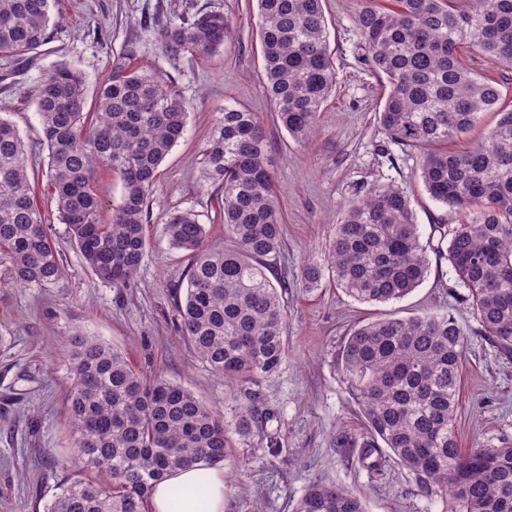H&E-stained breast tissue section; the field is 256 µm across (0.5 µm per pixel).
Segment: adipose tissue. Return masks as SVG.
I'll use <instances>...</instances> for the list:
<instances>
[{
  "label": "adipose tissue",
  "instance_id": "1",
  "mask_svg": "<svg viewBox=\"0 0 512 512\" xmlns=\"http://www.w3.org/2000/svg\"><path fill=\"white\" fill-rule=\"evenodd\" d=\"M201 487V500L189 501L184 512H224V473L221 469L196 465L180 469L155 485L150 496L151 512H171L169 494L173 488Z\"/></svg>",
  "mask_w": 512,
  "mask_h": 512
}]
</instances>
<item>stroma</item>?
<instances>
[{
    "mask_svg": "<svg viewBox=\"0 0 512 512\" xmlns=\"http://www.w3.org/2000/svg\"><path fill=\"white\" fill-rule=\"evenodd\" d=\"M323 7L336 87L317 135L306 143L281 127L263 93L257 0H57L62 19L50 23L38 53L28 60L0 58V116L15 124L28 147L35 201L65 268L59 282L19 286L9 257L0 254V512H43L54 489L74 476L60 461L75 440L68 352L70 337L80 331L121 351L141 375L180 383L226 424L252 403L266 412L252 434H228L224 512H293L316 481L347 488L366 512H444L445 502L424 493L388 449L373 450L366 461L359 451L334 445L339 434L365 432L339 362L347 333L368 321L433 311L452 315L467 337L458 441L471 449L512 440V354L488 340L470 309L449 295L454 273L448 263H432L418 288L388 303L355 301L332 277L329 238L349 204L372 185L393 184L406 193L426 245L437 244L438 225L450 228L468 215L433 202L419 178L422 149L392 144L380 127L377 112L387 89L367 65L368 51L354 25L359 0H323ZM204 12L232 19L231 40L215 56L170 63L159 29ZM129 45L136 48V65L171 81L189 112L184 135L159 167L138 275L129 287L115 288L91 272L57 219L31 94L61 63L79 70L88 94H95L113 58ZM226 106L259 120L285 216L268 276L282 289L287 349L278 373L254 385L225 383L180 335L177 302L185 293L188 258L162 232L171 213L190 212L205 225L209 243L223 244L215 192L200 169L215 116ZM307 264L323 273L310 293L299 286Z\"/></svg>",
    "mask_w": 512,
    "mask_h": 512,
    "instance_id": "1",
    "label": "stroma"
}]
</instances>
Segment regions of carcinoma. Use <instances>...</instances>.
<instances>
[{"label":"carcinoma","instance_id":"cac0c4a2","mask_svg":"<svg viewBox=\"0 0 512 512\" xmlns=\"http://www.w3.org/2000/svg\"><path fill=\"white\" fill-rule=\"evenodd\" d=\"M361 0L355 25L371 70L388 93L378 112L387 137L426 148L420 178L429 197L469 219L440 232L434 253L455 274L484 331L512 352V109L499 106L496 86L461 55L468 48L512 69V0ZM55 0H0V56L14 59L47 39ZM265 71L263 91L296 141L318 132L319 114L336 84L322 0H257ZM233 24L220 13L164 25L158 37L169 61L224 49ZM126 49L112 63L85 111L82 74L55 66L34 90L48 149V177L58 220L98 279L126 288L141 267L143 224L157 171L187 122L175 87L131 65ZM483 112L495 125L461 152L448 144L467 135ZM202 180L220 194L226 244L206 243L205 225L189 212L170 215L163 232L187 252L190 267L179 331L197 357L226 380L257 383L279 370L286 348L282 294L266 274L280 248L282 213L267 161L265 132L255 113L224 107L203 150ZM112 172L121 203L108 223L96 184ZM0 252L15 281L41 287L61 279L63 261L33 198L26 145L0 117ZM327 262L343 292L363 303L405 298L427 277L430 258L407 195L375 185L336 223ZM307 265L300 287L318 286ZM466 336L447 313L367 322L345 336L341 372L360 408L368 438L342 435L340 448L363 458L384 445L412 472L422 491L449 498L448 512H512V441L465 452L455 421ZM73 384L68 410L76 431L72 459L80 470L102 468L106 482L76 478L59 486L44 512H147L153 484L196 464L218 466L227 455L224 421L184 387L136 373L116 349L78 332L71 340ZM255 407L235 430L260 423ZM197 489L175 488L179 512ZM294 512H365L346 488L313 483Z\"/></svg>","mask_w":512,"mask_h":512}]
</instances>
